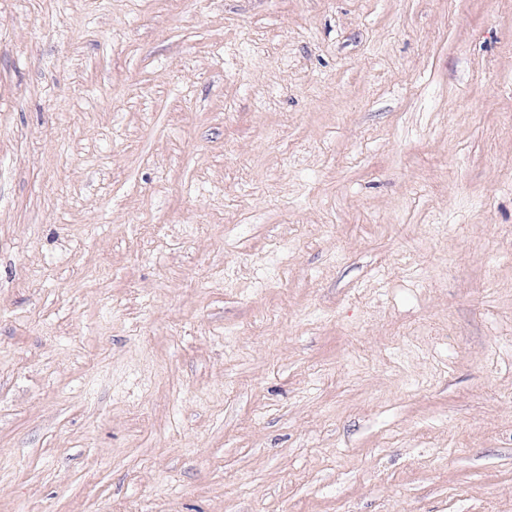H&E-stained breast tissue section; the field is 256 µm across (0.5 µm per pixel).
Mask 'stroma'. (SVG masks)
Masks as SVG:
<instances>
[{
	"label": "stroma",
	"mask_w": 512,
	"mask_h": 512,
	"mask_svg": "<svg viewBox=\"0 0 512 512\" xmlns=\"http://www.w3.org/2000/svg\"><path fill=\"white\" fill-rule=\"evenodd\" d=\"M0 512H512V0H0Z\"/></svg>",
	"instance_id": "obj_1"
}]
</instances>
